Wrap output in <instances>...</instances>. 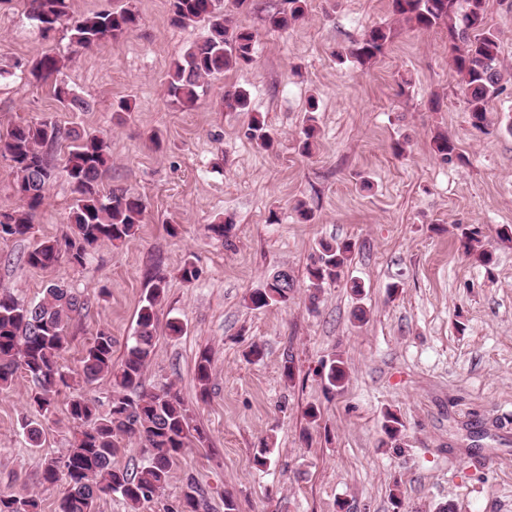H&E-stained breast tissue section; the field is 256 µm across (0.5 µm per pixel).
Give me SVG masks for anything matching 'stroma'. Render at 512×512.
<instances>
[{
    "mask_svg": "<svg viewBox=\"0 0 512 512\" xmlns=\"http://www.w3.org/2000/svg\"><path fill=\"white\" fill-rule=\"evenodd\" d=\"M133 4L140 22L132 32L76 53L66 27L43 37L26 0H0V68L9 72L0 80V127L52 116L104 136L112 162L101 186L131 189L146 204L126 245L102 241L84 266L36 270L23 260L33 244L71 232L76 194L57 179L31 234L0 242V289L36 301L59 281L81 296L62 357L76 372L103 327L121 359L147 289L165 279L144 386H173L204 441L184 451L142 512H173L190 481L207 512H224L228 493L238 512H512V242L497 236L512 227V0H485L508 78L481 130L469 122L445 28L409 27L389 0H310L305 19L285 30L267 24L284 0H250L230 18L254 31V63L209 78L190 109L171 104L168 72L205 37L204 24L172 26L168 0ZM375 26L393 33L381 56L337 58ZM49 52L65 58L62 77L89 111H63L50 84L28 74L27 64ZM235 87L249 93L250 112L225 111L224 92ZM312 96L319 135L307 157L298 141ZM122 100L131 111H118ZM254 112L275 137L274 152L247 137ZM440 132L456 145L447 164L433 150ZM299 200L312 221H298ZM221 218L234 222L227 244L208 231ZM461 224L482 226L491 265L463 255ZM331 239L355 249L344 278L313 307L307 267L317 243ZM187 262L198 272L190 284L180 277ZM281 268L295 280L288 305L249 307V293ZM353 277L362 295L352 293ZM173 318L182 335H170ZM254 343L264 356L250 363L244 354ZM204 352L212 383L203 400L195 364ZM289 354L290 385L282 375ZM338 356L348 377L331 392L319 370ZM31 388L22 376L0 387V491L34 494L41 512H58L67 485L42 474L70 446L69 394L56 397L35 444L22 429L34 415ZM311 406L319 423L305 415ZM389 410L403 423L397 448L382 444ZM265 441L272 452L260 470L253 456Z\"/></svg>",
    "mask_w": 512,
    "mask_h": 512,
    "instance_id": "stroma-1",
    "label": "stroma"
}]
</instances>
